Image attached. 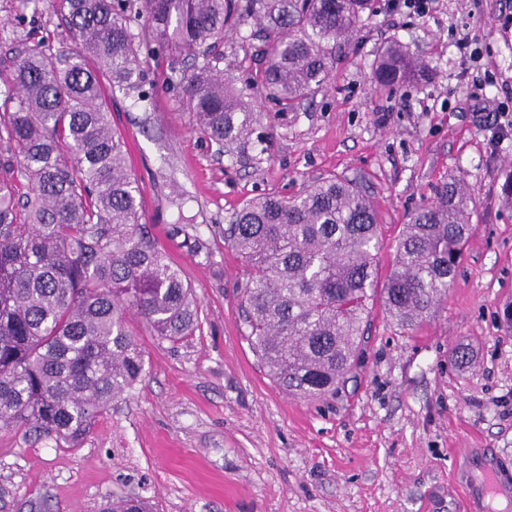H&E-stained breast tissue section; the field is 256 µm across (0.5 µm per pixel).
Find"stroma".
I'll return each mask as SVG.
<instances>
[{"mask_svg":"<svg viewBox=\"0 0 512 512\" xmlns=\"http://www.w3.org/2000/svg\"><path fill=\"white\" fill-rule=\"evenodd\" d=\"M0 0V49L32 31L61 49L68 32L43 11L21 20ZM496 81L473 84L457 47ZM398 40L424 55L429 80L376 92L378 48ZM146 101L115 92L108 106L142 193L143 221L182 270L199 304L193 335L158 339L129 328L145 374L113 400L81 447L0 431V487L12 512H99L137 496L153 512H464L480 454L512 477V132L490 142L482 119L512 111V0H430L396 18L385 5L340 53L323 88L292 110L258 94L260 147L217 153L193 124L163 57L144 60ZM334 174L363 184L379 220L380 274L389 271L407 216L458 175L474 190L471 235L430 321L410 330L373 308L362 364L336 396L283 392L261 365L241 322L249 269L224 242L246 201L290 197ZM203 244L192 253L185 234ZM466 344L471 367L454 364Z\"/></svg>","mask_w":512,"mask_h":512,"instance_id":"obj_1","label":"stroma"}]
</instances>
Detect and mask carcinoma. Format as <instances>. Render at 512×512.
I'll use <instances>...</instances> for the list:
<instances>
[{"instance_id":"1","label":"carcinoma","mask_w":512,"mask_h":512,"mask_svg":"<svg viewBox=\"0 0 512 512\" xmlns=\"http://www.w3.org/2000/svg\"><path fill=\"white\" fill-rule=\"evenodd\" d=\"M71 34L51 54L15 38L0 59V430L78 448L97 417L144 373L129 329L139 317L176 342L198 326L181 270L142 224L141 189L112 128L104 84L140 89L143 58L170 65L196 129L231 155L245 150L262 91L297 101L329 78L375 0H50ZM147 27L134 33L131 22ZM261 42L260 80L224 81V39ZM429 62L398 42L376 53L379 89L427 75ZM27 192L18 194L16 184ZM475 193L450 176L412 213L378 284L376 210L334 174L283 198L243 204L224 229L248 265L246 337L288 394L336 395L364 350L376 297L401 326L427 321L470 235ZM101 512H150L120 498Z\"/></svg>"}]
</instances>
